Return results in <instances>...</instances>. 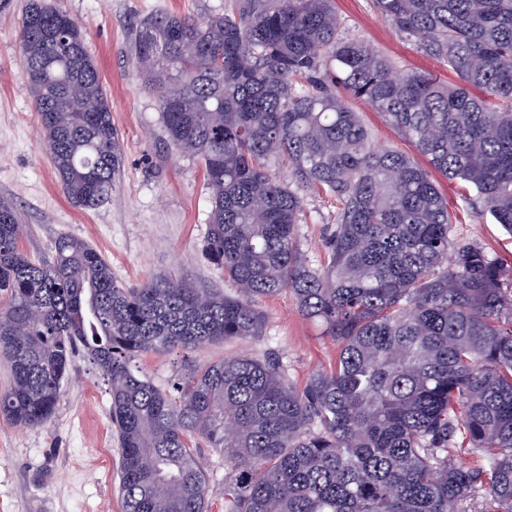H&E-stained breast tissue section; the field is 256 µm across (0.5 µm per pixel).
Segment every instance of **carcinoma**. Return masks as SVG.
<instances>
[{
    "label": "carcinoma",
    "mask_w": 512,
    "mask_h": 512,
    "mask_svg": "<svg viewBox=\"0 0 512 512\" xmlns=\"http://www.w3.org/2000/svg\"><path fill=\"white\" fill-rule=\"evenodd\" d=\"M374 4L460 83L397 71L345 34L333 0H224L205 21L161 13L135 31L168 142L205 172L206 251L236 295L171 275L127 287L67 235L36 260L0 197V417L46 424L84 351L109 386L123 512H207L201 443L233 464L224 512H467L477 497L512 512V272L454 242L430 172L377 146L343 98L374 107L512 234V0ZM21 29L45 147L70 202L95 209L121 162L97 63L43 0ZM305 191L339 203L320 269L297 244ZM286 289L339 346L303 387L274 352L190 369L170 391L134 369L150 352L262 335L259 300ZM459 446L475 463L451 460Z\"/></svg>",
    "instance_id": "cac0c4a2"
}]
</instances>
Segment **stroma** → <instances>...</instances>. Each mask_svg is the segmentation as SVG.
Here are the masks:
<instances>
[{"mask_svg": "<svg viewBox=\"0 0 512 512\" xmlns=\"http://www.w3.org/2000/svg\"><path fill=\"white\" fill-rule=\"evenodd\" d=\"M48 2L84 33L112 105L122 165L110 201L84 210L68 200L40 137L23 70L19 31L28 0H10L0 9V196L15 201L26 226L22 249L48 261L56 238L69 235L100 251L123 285L167 273L233 294L223 268L205 251L210 202L202 168L194 156L168 144L156 100L140 85L132 50L142 19L175 13L203 20L223 11L224 0ZM335 6L349 35L369 40L399 68L425 70L457 83L446 64L402 40L372 0H335ZM350 106L378 145L412 153L411 144L370 105L354 100ZM434 180L455 214V242L483 246L512 270V235L490 216H475L463 203L457 183L439 174ZM336 213L334 198L322 192L306 195L296 233L312 266L325 261L323 240L336 228ZM259 307L265 316L260 337L152 353L138 358L136 366L167 390L188 367L237 355L259 358L269 349L283 356L290 378L299 385L312 372L335 365L336 343L298 314L291 293L262 299ZM110 406L106 380L79 354L47 424L23 428L0 420V512H122L117 492L120 444Z\"/></svg>", "mask_w": 512, "mask_h": 512, "instance_id": "obj_1", "label": "stroma"}]
</instances>
